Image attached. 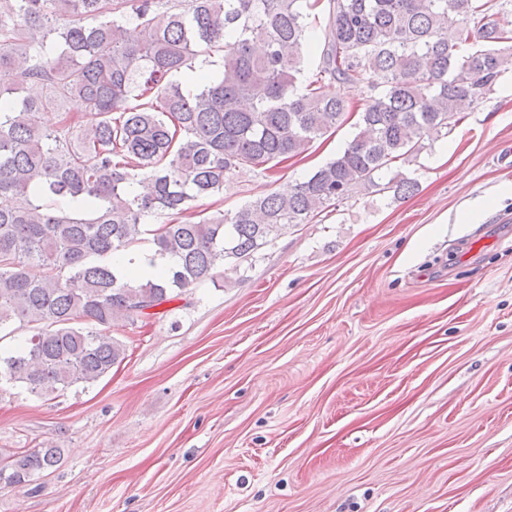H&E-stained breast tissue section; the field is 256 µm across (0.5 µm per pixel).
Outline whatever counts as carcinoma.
Returning <instances> with one entry per match:
<instances>
[{
  "mask_svg": "<svg viewBox=\"0 0 512 512\" xmlns=\"http://www.w3.org/2000/svg\"><path fill=\"white\" fill-rule=\"evenodd\" d=\"M314 47L319 71L302 87ZM186 70L190 85L175 79ZM510 71L512 0H0V330L29 332L0 352V382L45 400L86 388L124 359L116 323L218 284L226 260L362 191L411 196L399 172L382 182L389 165L452 133ZM327 81L369 94L353 106ZM74 99L82 120L60 111ZM52 110L53 124L36 116ZM351 112L353 139L290 193L195 211ZM156 215L170 222L152 230L154 255L170 264L119 273L111 258ZM62 456L13 453L0 488Z\"/></svg>",
  "mask_w": 512,
  "mask_h": 512,
  "instance_id": "obj_1",
  "label": "carcinoma"
}]
</instances>
